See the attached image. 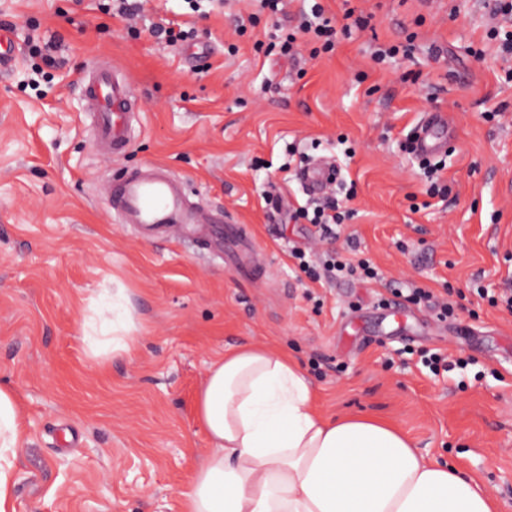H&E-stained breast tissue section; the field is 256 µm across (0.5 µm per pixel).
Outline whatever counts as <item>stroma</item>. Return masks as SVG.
Wrapping results in <instances>:
<instances>
[{
  "label": "stroma",
  "mask_w": 512,
  "mask_h": 512,
  "mask_svg": "<svg viewBox=\"0 0 512 512\" xmlns=\"http://www.w3.org/2000/svg\"><path fill=\"white\" fill-rule=\"evenodd\" d=\"M488 2L327 0L334 50L315 57L303 41L286 60L257 45L292 31L303 0L274 17L258 0H217L205 19L187 0H142L129 21L100 0H0L15 43L0 72V387L24 411L16 512H181L206 447L197 392L213 359L247 344L295 356L325 414L399 425L512 512V314L488 302L512 290V60L488 35ZM350 11L366 29H348ZM168 21L194 29L195 46L152 34ZM379 46L396 56L375 62ZM96 57L140 98L142 124L117 157L99 152L82 110ZM496 107L501 119L486 120ZM429 112L453 126L442 197L404 149ZM291 145L334 158L355 194L335 240L287 220L306 199L283 170ZM150 163L247 225L264 282L114 217L102 183ZM307 245L358 249L380 278L312 281L291 256ZM118 288L135 344L92 357L90 306ZM395 288L463 308L440 321L406 303L394 316L377 301ZM437 351L466 367L430 373L420 356Z\"/></svg>",
  "instance_id": "1"
}]
</instances>
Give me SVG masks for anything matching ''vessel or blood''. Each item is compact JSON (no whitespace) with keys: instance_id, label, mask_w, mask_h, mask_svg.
Masks as SVG:
<instances>
[{"instance_id":"b4317fda","label":"vessel or blood","mask_w":512,"mask_h":512,"mask_svg":"<svg viewBox=\"0 0 512 512\" xmlns=\"http://www.w3.org/2000/svg\"><path fill=\"white\" fill-rule=\"evenodd\" d=\"M82 94L102 149L108 154L123 153L131 140L130 127L138 105L131 81L112 67L95 62L86 71ZM450 133L447 116L430 113L416 128L414 146L420 154H438L445 149ZM299 177L311 193H323L331 180L328 161L313 163ZM111 197L119 221L139 226L145 236L176 230L215 254L224 251L223 210L193 205L183 182L163 166L151 164L123 175L113 183Z\"/></svg>"}]
</instances>
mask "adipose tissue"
<instances>
[{
  "instance_id": "obj_1",
  "label": "adipose tissue",
  "mask_w": 512,
  "mask_h": 512,
  "mask_svg": "<svg viewBox=\"0 0 512 512\" xmlns=\"http://www.w3.org/2000/svg\"><path fill=\"white\" fill-rule=\"evenodd\" d=\"M91 353L130 352L136 329L124 307ZM206 451L182 512H503L472 476L417 452L394 423L328 416L296 359L265 345L225 351L198 392ZM24 416L0 388V512H16L14 461Z\"/></svg>"
}]
</instances>
